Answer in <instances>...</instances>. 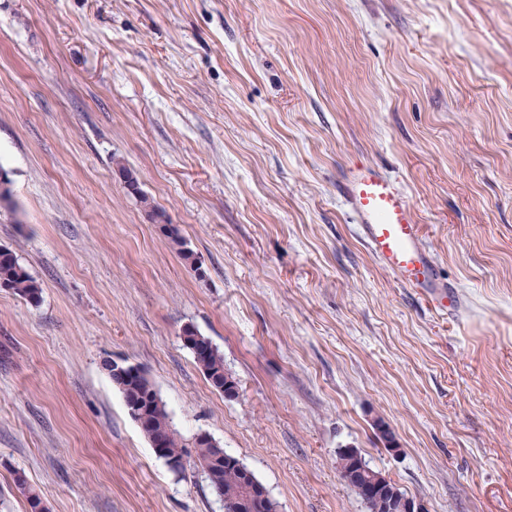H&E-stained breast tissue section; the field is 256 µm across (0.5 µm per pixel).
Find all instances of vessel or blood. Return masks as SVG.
Returning <instances> with one entry per match:
<instances>
[{"label": "vessel or blood", "instance_id": "obj_1", "mask_svg": "<svg viewBox=\"0 0 512 512\" xmlns=\"http://www.w3.org/2000/svg\"><path fill=\"white\" fill-rule=\"evenodd\" d=\"M342 198L354 216V232L379 266L435 310L457 315L466 299L444 278L425 243L407 194L378 167L351 164L342 176Z\"/></svg>", "mask_w": 512, "mask_h": 512}]
</instances>
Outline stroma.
Listing matches in <instances>:
<instances>
[{
	"mask_svg": "<svg viewBox=\"0 0 512 512\" xmlns=\"http://www.w3.org/2000/svg\"><path fill=\"white\" fill-rule=\"evenodd\" d=\"M356 161L401 181L459 319L356 237ZM0 169V247L42 287L0 288V512H28L19 471L50 512H224L156 457L112 359L278 512H367L341 448L429 512H512V0H0ZM186 346V345H185ZM186 348L190 349L188 346ZM194 360L197 366L201 369L206 378L210 381L211 385L215 388L216 378H224V357L218 348H212L210 354L207 357H197L194 352Z\"/></svg>",
	"mask_w": 512,
	"mask_h": 512,
	"instance_id": "1",
	"label": "stroma"
}]
</instances>
